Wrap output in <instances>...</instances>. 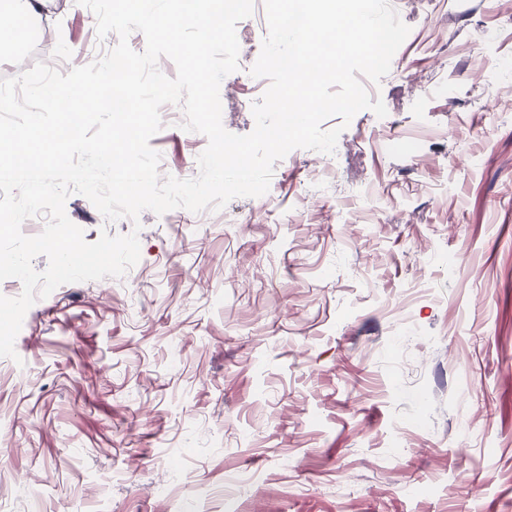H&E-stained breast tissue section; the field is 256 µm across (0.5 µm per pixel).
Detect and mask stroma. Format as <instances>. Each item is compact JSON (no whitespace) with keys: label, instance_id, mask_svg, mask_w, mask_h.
Returning <instances> with one entry per match:
<instances>
[{"label":"stroma","instance_id":"1","mask_svg":"<svg viewBox=\"0 0 512 512\" xmlns=\"http://www.w3.org/2000/svg\"><path fill=\"white\" fill-rule=\"evenodd\" d=\"M264 0L239 22L222 123L252 131ZM410 33L325 164L268 192L143 211L70 195L86 241L138 232L123 276L69 283L0 357V512H512V0H401ZM49 44L0 32V74L87 65L91 10L49 0ZM161 176L207 146L161 108ZM419 333L393 345L401 322Z\"/></svg>","mask_w":512,"mask_h":512}]
</instances>
